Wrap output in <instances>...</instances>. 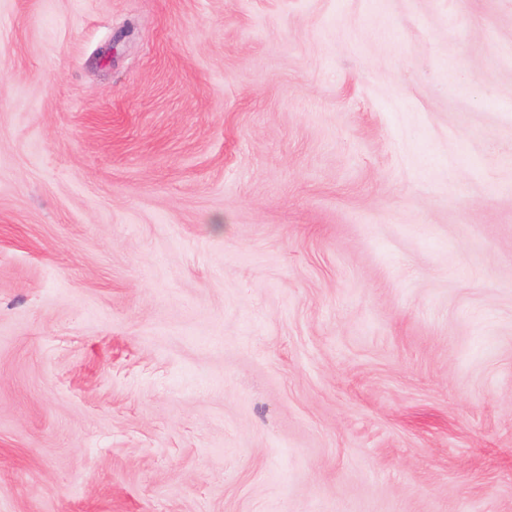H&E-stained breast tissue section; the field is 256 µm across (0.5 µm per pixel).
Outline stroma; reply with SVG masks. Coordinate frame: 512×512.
Masks as SVG:
<instances>
[{
	"label": "stroma",
	"mask_w": 512,
	"mask_h": 512,
	"mask_svg": "<svg viewBox=\"0 0 512 512\" xmlns=\"http://www.w3.org/2000/svg\"><path fill=\"white\" fill-rule=\"evenodd\" d=\"M0 512H512V0H0Z\"/></svg>",
	"instance_id": "stroma-1"
}]
</instances>
